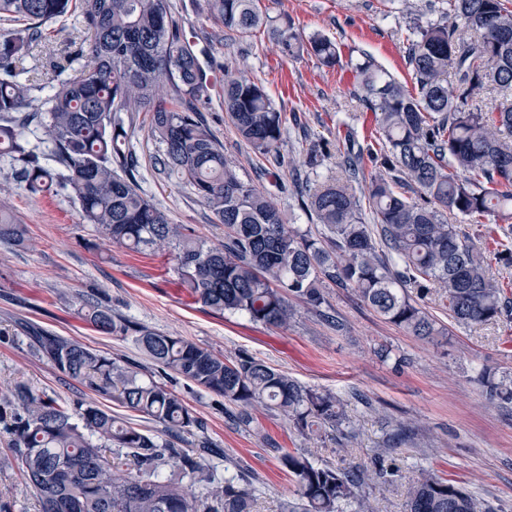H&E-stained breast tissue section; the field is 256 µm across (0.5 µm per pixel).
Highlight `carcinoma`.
Wrapping results in <instances>:
<instances>
[{
  "instance_id": "cac0c4a2",
  "label": "carcinoma",
  "mask_w": 512,
  "mask_h": 512,
  "mask_svg": "<svg viewBox=\"0 0 512 512\" xmlns=\"http://www.w3.org/2000/svg\"><path fill=\"white\" fill-rule=\"evenodd\" d=\"M443 20L416 24L407 36V89L372 58L351 64L354 98L373 114L381 155L367 192L365 147L354 131L342 138L344 179L308 189L302 206L329 233L327 241L285 223L270 195L242 179L224 144L200 118L209 88L195 51L182 38L170 0H0V242L20 243L24 228L6 199L16 190L40 196L68 192L82 219L112 244L142 253L169 250L177 284L215 313L286 326L291 300L318 307L322 286L351 289L388 322L434 342L445 329L412 296L436 289L448 316L463 327L512 320V299L490 273L508 268L512 249L492 253L445 214L477 225L493 218L512 229V9L507 0H444ZM227 30L261 28L285 56L304 54L339 64L330 38L303 37L288 17L274 20L259 0H202ZM70 13L78 23L50 51L42 84L21 78L22 63L42 42L48 22ZM496 97L484 102L481 92ZM224 112L256 155L281 159L284 116L263 85L224 70ZM151 114L158 145L154 170L189 186L224 225V243L209 245L140 190L131 152L133 123ZM33 134L44 150L29 146ZM385 247L403 264L395 270ZM101 334L133 339L163 372L224 396L238 422L253 423L262 406L306 436L349 423L343 401L305 386L248 355L226 362L179 336L157 332L98 302L81 308ZM46 361L88 390L147 416L174 437L202 429L196 412L166 385L139 377L137 366L37 325L22 327ZM482 395L512 404V377L486 369ZM40 512H252V494L224 479L200 502L192 485L212 481L201 463L180 457L190 485L162 480L164 452L148 431L97 405L70 411L18 383L0 390V434ZM295 478L300 503L288 512H372L360 490L393 475L382 467L351 474L318 466L303 451L280 456ZM406 512H492L458 482L424 471L408 493Z\"/></svg>"
}]
</instances>
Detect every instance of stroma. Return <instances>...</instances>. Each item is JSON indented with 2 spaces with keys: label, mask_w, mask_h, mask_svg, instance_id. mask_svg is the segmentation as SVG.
<instances>
[{
  "label": "stroma",
  "mask_w": 512,
  "mask_h": 512,
  "mask_svg": "<svg viewBox=\"0 0 512 512\" xmlns=\"http://www.w3.org/2000/svg\"><path fill=\"white\" fill-rule=\"evenodd\" d=\"M170 2L199 59L213 62L216 71L228 67L261 82L286 118L281 162L275 165L240 140L225 118L219 89H212L203 115L225 155L245 181L275 199L290 223L319 234L320 225L300 203L313 183L342 178L338 128L352 127L360 142H374L373 114L353 97L352 71L325 67L312 56L283 57L263 33L243 38L216 25L195 0ZM440 3L411 0L404 13L398 0H260L270 16L288 14L303 35L335 40L343 59L369 55L407 86L408 28L440 20ZM132 145L139 184L171 223L208 243H222L223 224L192 190L155 173L147 113L136 119ZM11 205L25 243L0 244V383L23 382L67 408L108 405L113 415L152 431L159 442L174 443L182 454L198 455L200 442H207L213 452L204 462L213 484L235 476L237 485L250 489L253 512H286L296 501V484L280 456L298 449L318 464L345 471L373 467L379 459L397 468L393 482L362 488L374 512H404L410 484L424 470L462 482L496 512H512V405L487 408L478 383L487 367L512 376V322L458 327L431 294L420 303L448 329L447 343L435 345L389 323L351 289L329 282L323 304L295 303L288 326L256 324L194 302L174 282L166 255L136 254L104 240L94 225L83 223L67 192L35 198L19 191ZM88 301L228 361L248 353L304 385L336 394L346 405L351 436L308 439L261 408L250 427L239 426L234 406L223 396L166 376L132 340L93 330L80 315ZM25 322L138 362L142 379L166 384L194 408L202 431L176 441L160 423L105 403L36 354L20 331ZM210 485L198 484L197 495L206 496ZM0 498L11 503L12 512H39L14 453L1 441Z\"/></svg>",
  "instance_id": "obj_1"
}]
</instances>
